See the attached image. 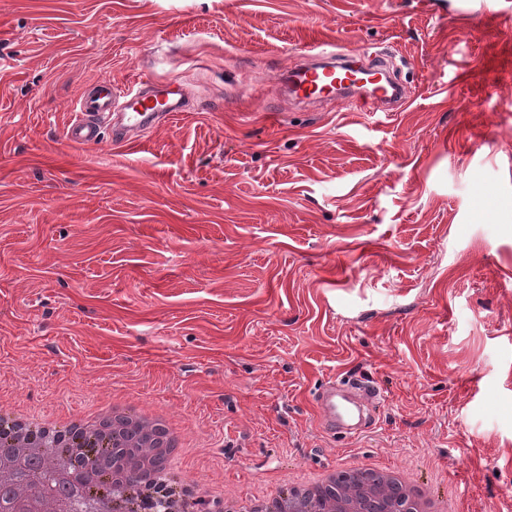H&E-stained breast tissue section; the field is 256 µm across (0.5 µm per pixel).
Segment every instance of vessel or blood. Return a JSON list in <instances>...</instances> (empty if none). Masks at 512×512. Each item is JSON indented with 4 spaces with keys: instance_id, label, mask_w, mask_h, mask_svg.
Instances as JSON below:
<instances>
[{
    "instance_id": "b4317fda",
    "label": "vessel or blood",
    "mask_w": 512,
    "mask_h": 512,
    "mask_svg": "<svg viewBox=\"0 0 512 512\" xmlns=\"http://www.w3.org/2000/svg\"><path fill=\"white\" fill-rule=\"evenodd\" d=\"M316 62L291 67L287 80L290 96L301 102L331 100L340 81L352 80L355 71H364L372 88L363 108L381 111L399 101L401 87L386 75L384 58L371 56L366 68H359L348 50L332 43L314 47ZM180 85L164 82L144 92L132 82L118 88L110 79L92 83L74 104V118L66 130L67 140L88 145L109 133L115 141L128 145L143 143L145 134L182 111ZM383 400L375 379L354 373L324 382L313 394L316 421L320 430L332 437H353L366 432L374 423V412Z\"/></svg>"
}]
</instances>
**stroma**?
Listing matches in <instances>:
<instances>
[{
  "mask_svg": "<svg viewBox=\"0 0 512 512\" xmlns=\"http://www.w3.org/2000/svg\"><path fill=\"white\" fill-rule=\"evenodd\" d=\"M0 0V408L158 402L252 493L374 458L512 512V0ZM318 42L387 46L408 99L299 104ZM176 80L141 147L65 130L84 88ZM384 388L338 440L312 394Z\"/></svg>",
  "mask_w": 512,
  "mask_h": 512,
  "instance_id": "stroma-1",
  "label": "stroma"
}]
</instances>
